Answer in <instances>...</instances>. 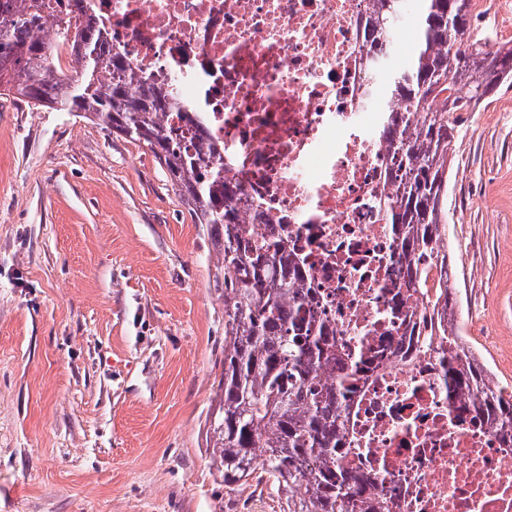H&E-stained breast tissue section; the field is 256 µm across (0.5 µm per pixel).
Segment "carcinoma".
<instances>
[{"instance_id":"carcinoma-1","label":"carcinoma","mask_w":512,"mask_h":512,"mask_svg":"<svg viewBox=\"0 0 512 512\" xmlns=\"http://www.w3.org/2000/svg\"><path fill=\"white\" fill-rule=\"evenodd\" d=\"M407 0H370L372 77L386 80L380 135L395 166L396 199L388 223L396 234L397 270L413 292L427 288L423 254L444 247L452 114L489 99L512 80V46L489 48L470 27L471 0H415L416 58L397 64L389 44ZM35 0L0 11V91L46 108L78 112L118 136L146 146L166 182L205 226L217 247L224 290V399L211 428L229 491L262 469L285 494L284 512H389L383 494L340 452L344 401L356 371L328 325L309 314L305 272L282 238L245 222L240 185L224 176V147L194 112L181 124L167 116L178 96L137 75L101 33L66 18L59 33L37 25ZM71 42L81 82L53 65L59 35ZM448 316L430 323L450 395L465 413L496 422L512 443V393L491 382L455 324L456 288L440 293Z\"/></svg>"}]
</instances>
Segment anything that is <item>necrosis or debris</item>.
I'll list each match as a JSON object with an SVG mask.
<instances>
[{
    "label": "necrosis or debris",
    "instance_id": "obj_1",
    "mask_svg": "<svg viewBox=\"0 0 512 512\" xmlns=\"http://www.w3.org/2000/svg\"><path fill=\"white\" fill-rule=\"evenodd\" d=\"M82 22L130 68L175 79L183 110L224 146L263 232L307 272L317 318L361 370L345 400L346 460L391 512H512V446L464 417L405 311L446 281L428 254V294L394 263L386 201L392 156L368 52V0H84Z\"/></svg>",
    "mask_w": 512,
    "mask_h": 512
}]
</instances>
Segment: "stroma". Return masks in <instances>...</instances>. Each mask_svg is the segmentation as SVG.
I'll use <instances>...</instances> for the list:
<instances>
[{
  "instance_id": "1",
  "label": "stroma",
  "mask_w": 512,
  "mask_h": 512,
  "mask_svg": "<svg viewBox=\"0 0 512 512\" xmlns=\"http://www.w3.org/2000/svg\"><path fill=\"white\" fill-rule=\"evenodd\" d=\"M449 154L456 323L511 388L512 82ZM216 265L147 147L0 95V512H282L266 475L227 492L213 450Z\"/></svg>"
}]
</instances>
